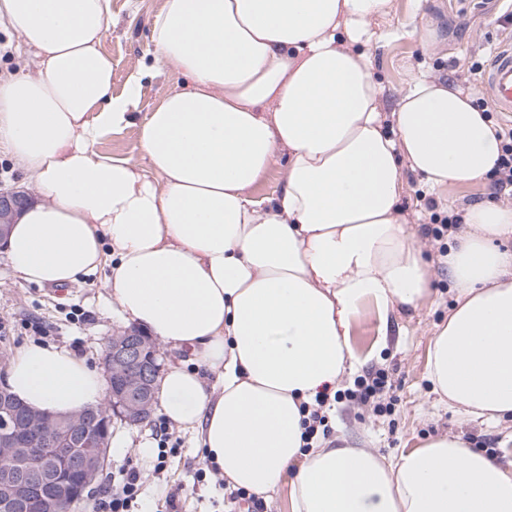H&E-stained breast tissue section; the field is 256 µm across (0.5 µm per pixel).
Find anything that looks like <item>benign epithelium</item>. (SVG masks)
<instances>
[{"label":"benign epithelium","instance_id":"benign-epithelium-1","mask_svg":"<svg viewBox=\"0 0 512 512\" xmlns=\"http://www.w3.org/2000/svg\"><path fill=\"white\" fill-rule=\"evenodd\" d=\"M29 200L23 190L0 191V239ZM104 363L107 377L113 381L109 405L53 418L29 410L11 394L5 380L6 360L0 361V512H58V504L83 498L107 464L111 413L121 414L131 425L151 417L161 371L158 349L145 348L142 334L125 328L109 339ZM43 424L56 426L58 438L69 444L58 448L56 442L48 441L43 447L62 456L64 469L79 477V484L47 478L31 465V431ZM35 485L40 488L36 499L31 496Z\"/></svg>","mask_w":512,"mask_h":512}]
</instances>
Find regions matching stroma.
I'll use <instances>...</instances> for the list:
<instances>
[{"label":"stroma","instance_id":"stroma-1","mask_svg":"<svg viewBox=\"0 0 512 512\" xmlns=\"http://www.w3.org/2000/svg\"><path fill=\"white\" fill-rule=\"evenodd\" d=\"M161 5L162 0H111L112 24L103 49L112 57L113 94L125 91L136 63H143L144 69L132 108L134 125L107 134L97 146L100 154L141 162L139 122L181 85L180 76L154 62L150 28ZM506 10L505 0H394L390 16L371 22L367 45L371 74L383 87L385 112L393 111L415 78L466 89L470 65L490 57L505 39L500 17ZM424 24L433 32L428 42L419 34ZM400 173L404 182L400 206L408 231L431 266V295L417 309L396 307L385 316L373 301L360 305L350 336L360 357L356 373L384 369L392 387L381 398L386 408L380 413L345 399L335 403L329 418L332 433L349 445L392 458L420 447L430 437L461 433L471 447L497 449V462L512 467V420L497 424L467 420L439 405L426 370L430 340L438 325L447 321L455 300L442 262L451 239L434 238L429 217L459 214L465 207L488 203L490 181L434 190L408 164H401ZM123 325L112 307L105 271L65 285L59 293L14 277L0 255V356L10 359L28 344L43 343L72 351L99 368L108 338ZM162 419L157 410L147 423L137 426L113 418L107 472L129 466L140 471L139 512H161L167 493L177 489L182 492V512H224V491L216 475L198 474L204 462L197 433L163 424ZM162 424L177 452L157 474L153 465Z\"/></svg>","mask_w":512,"mask_h":512}]
</instances>
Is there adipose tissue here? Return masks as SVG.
<instances>
[{"mask_svg":"<svg viewBox=\"0 0 512 512\" xmlns=\"http://www.w3.org/2000/svg\"><path fill=\"white\" fill-rule=\"evenodd\" d=\"M393 0H163L150 40L183 79L140 126L143 164L97 153L132 122L139 88L112 93L102 41L110 0H0L27 61L0 78V153L39 200L0 252L10 271L65 285L99 269L121 318L176 351L163 414L204 458L259 496L288 484L289 512H512V470L459 434L386 458L302 440V404L357 362L365 300L417 308L431 272L400 215L399 164L434 188L472 183L498 157L470 94L416 79L382 122L366 46ZM284 184L252 195L274 163ZM512 206L467 207L444 263L456 292L433 336V390L461 416L512 418ZM8 385L63 417L110 385L71 351L13 358Z\"/></svg>","mask_w":512,"mask_h":512,"instance_id":"ef3b65f1","label":"adipose tissue"}]
</instances>
